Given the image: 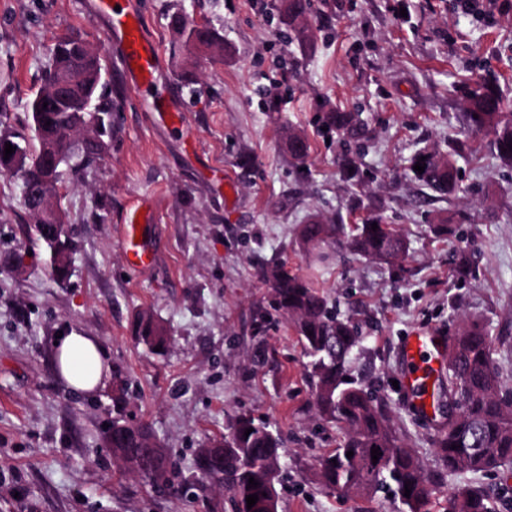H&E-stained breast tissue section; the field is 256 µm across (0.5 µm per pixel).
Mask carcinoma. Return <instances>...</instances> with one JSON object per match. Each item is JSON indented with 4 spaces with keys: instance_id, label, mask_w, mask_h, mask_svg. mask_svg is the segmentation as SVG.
Listing matches in <instances>:
<instances>
[{
    "instance_id": "cac0c4a2",
    "label": "carcinoma",
    "mask_w": 512,
    "mask_h": 512,
    "mask_svg": "<svg viewBox=\"0 0 512 512\" xmlns=\"http://www.w3.org/2000/svg\"><path fill=\"white\" fill-rule=\"evenodd\" d=\"M311 0H281L280 12L293 28L298 44L310 39L309 30L295 26L310 12ZM169 28L180 49L196 48L221 54L224 39L211 26L199 25L180 12L169 16ZM67 83L62 97L37 91L30 101L28 125L34 133L30 141L19 132H0V156L5 144L25 158L21 182L34 190L49 183L58 189L61 167L79 174L100 159L106 149V127L96 136L77 141L69 149L65 136L83 115L85 101L92 100L101 114L113 109L112 95L102 81L100 57L87 51V43L74 35H61L50 48L44 83L58 76ZM463 117L467 132L490 137L488 146L504 164H512V112L503 97L486 84L470 88L463 98ZM327 130L348 138H358L365 124L357 112H326ZM288 154L298 165L309 155V143L300 134L288 133ZM425 166L413 171L417 181L441 194L457 192L452 157H440L434 151L421 150L411 165ZM378 229H371V224ZM347 238V248L361 256L380 260L402 258L408 251L406 239L369 212L346 231L342 224H331L315 217L302 224L299 237L309 251L322 252L336 244V237ZM271 291L272 303L288 315L299 336L306 367L312 381L313 404L320 416L338 425L344 439L333 452L318 461L317 476L327 488L348 494H369L388 490L398 498L405 512H431L436 488L446 473L479 472L512 465V386L499 374L493 357L492 341L486 327L475 320H462L452 337V358L438 379L439 389L448 400L464 395L466 404L457 414L440 423L433 436V447L440 470L433 476L425 472L415 452L405 447L391 423L388 406L354 381H347V366L359 351L365 337L358 325L340 315L327 296L285 263L272 261L259 269ZM136 336L150 349L166 346L167 328L149 313H140L134 324ZM313 335H308V332ZM252 429L250 434L245 430ZM112 457L129 464L133 473L149 481L155 459H160L171 477V464L152 428L144 423L112 420ZM382 455L372 462L371 449ZM282 440L268 426L249 416H239L224 437L214 439L195 450L196 484H215L228 496L232 512H278L276 484L282 466ZM353 452L347 457V452ZM258 486H249V478ZM410 496H404L405 484ZM256 494L258 501L247 508L246 496ZM489 492L476 485L458 489L449 500L448 512H487Z\"/></svg>"
}]
</instances>
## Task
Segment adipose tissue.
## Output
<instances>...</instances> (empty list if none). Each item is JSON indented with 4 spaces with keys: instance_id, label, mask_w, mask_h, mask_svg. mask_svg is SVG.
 I'll use <instances>...</instances> for the list:
<instances>
[{
    "instance_id": "obj_1",
    "label": "adipose tissue",
    "mask_w": 512,
    "mask_h": 512,
    "mask_svg": "<svg viewBox=\"0 0 512 512\" xmlns=\"http://www.w3.org/2000/svg\"><path fill=\"white\" fill-rule=\"evenodd\" d=\"M55 364L60 378L76 392L94 391L109 372L96 340L75 331L59 338Z\"/></svg>"
}]
</instances>
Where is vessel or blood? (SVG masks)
Wrapping results in <instances>:
<instances>
[{
  "instance_id": "1",
  "label": "vessel or blood",
  "mask_w": 512,
  "mask_h": 512,
  "mask_svg": "<svg viewBox=\"0 0 512 512\" xmlns=\"http://www.w3.org/2000/svg\"><path fill=\"white\" fill-rule=\"evenodd\" d=\"M100 11L110 21L109 34L121 41L130 42V49L124 50L122 61L128 71L142 69L137 76L133 91L143 98L152 111L165 112L169 104L164 95L156 93L155 73L159 58L157 45L148 42L139 27L140 20L127 6V0H100ZM133 25V32H125V25ZM125 245L130 260L136 265L152 262L154 254L147 239L139 238L136 224H128L125 232ZM448 340L438 331L427 329L407 337L402 353L405 362V384L419 413H430L433 406V390L430 386V374L435 364L442 358Z\"/></svg>"
}]
</instances>
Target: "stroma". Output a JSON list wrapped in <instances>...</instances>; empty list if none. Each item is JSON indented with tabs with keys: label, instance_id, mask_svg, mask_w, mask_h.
<instances>
[{
	"label": "stroma",
	"instance_id": "1",
	"mask_svg": "<svg viewBox=\"0 0 512 512\" xmlns=\"http://www.w3.org/2000/svg\"><path fill=\"white\" fill-rule=\"evenodd\" d=\"M131 2L160 48L157 85L184 128L131 93L96 0H0V124L28 133L29 101L59 34L97 51L115 103L102 159L85 178L65 176L57 199L74 246L65 281L52 277L48 252L24 239L22 183L0 171V512H224L219 487L184 496L125 471L103 443L104 426L116 417L150 425L184 479L194 448L241 414L285 439L278 512H403L384 493L343 497L319 483L318 460L343 432L319 417L302 346L287 315L270 309L257 260L277 257L311 275L361 327L367 341L349 378L385 399L403 442L427 472L439 470L434 423L397 386L399 349L404 335H448L475 319L496 337L497 365L512 384V165L488 152L455 158L458 192L427 198L410 159L465 139L470 84L497 85L512 104V0H497L490 22L453 0H312L313 38L303 46L279 0ZM178 10L220 31L223 56L194 52L178 65L168 27ZM330 111L360 113L365 136L327 135ZM291 128L310 143L299 166L286 148ZM349 159L356 190L341 177ZM371 205L406 238L405 259L366 258L339 242L320 260L301 244L297 228L311 217L350 225ZM137 208L149 216L154 253L143 268L124 245ZM441 217L455 234L431 233ZM142 311L167 326L164 352L134 336ZM73 329L94 337L112 366L110 383L89 397L67 390L54 364L57 335ZM467 484L490 490V512H512L504 468L447 475L433 512H448Z\"/></svg>",
	"mask_w": 512,
	"mask_h": 512
}]
</instances>
